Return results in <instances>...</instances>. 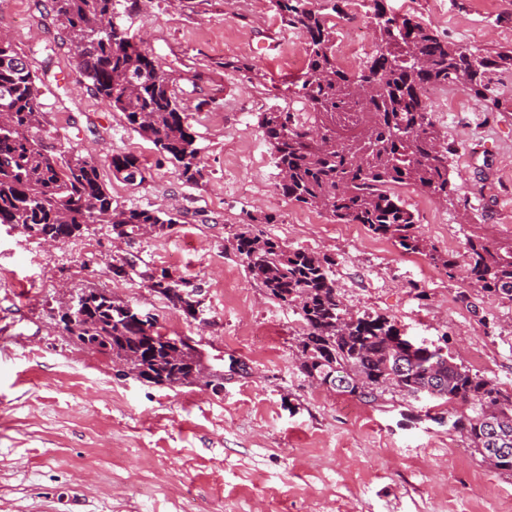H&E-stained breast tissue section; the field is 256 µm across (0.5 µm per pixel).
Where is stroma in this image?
<instances>
[{
	"mask_svg": "<svg viewBox=\"0 0 512 512\" xmlns=\"http://www.w3.org/2000/svg\"><path fill=\"white\" fill-rule=\"evenodd\" d=\"M388 5L454 43L512 46V0ZM47 9L48 0H0V32L37 71L45 119L36 139L94 158L119 205L176 223L122 246L107 224L55 244L0 224V512H512V475L452 428V408L397 389L360 399L302 375L295 308L269 298L229 246L250 216L275 215L255 232L331 256L351 311L394 321L512 394L511 300L281 194L257 115L302 111L286 92L297 77L286 59L305 49L270 0H197L191 9L120 0L121 25L174 81L198 137L205 169L195 184L92 96ZM230 57L254 71L222 68ZM447 92L455 106L431 116L456 193L445 204L411 187L399 194L428 244L460 255L475 236L512 241V112L492 106L512 98V74L496 75L482 98ZM127 152L144 166L143 183L113 177L112 155ZM132 256L201 283L208 326L140 281L107 274L115 258ZM92 288L156 314L167 335L191 337L223 373V390L143 381L66 336L61 306Z\"/></svg>",
	"mask_w": 512,
	"mask_h": 512,
	"instance_id": "35a3bbf8",
	"label": "stroma"
}]
</instances>
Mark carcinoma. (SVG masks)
Instances as JSON below:
<instances>
[{"mask_svg": "<svg viewBox=\"0 0 512 512\" xmlns=\"http://www.w3.org/2000/svg\"><path fill=\"white\" fill-rule=\"evenodd\" d=\"M119 0H51L50 12L65 41L77 52L89 91L174 163L187 182L202 177V148L177 102L173 81L152 53L132 42L119 24ZM341 0H271L285 26L306 46L305 67L288 91L303 101L307 120L289 111L258 116L281 174L282 195L325 212L339 224H362L407 254H426L448 276L459 257L442 254L416 232L418 219L395 186H412L440 202L451 200L448 145L424 99L430 87L459 85L483 96L494 75L512 74V48L489 52L445 41L421 23L399 18L386 0H367L376 49L359 69L336 59V25ZM38 75L11 39L0 38V224H12L45 241H64L85 224H109L118 240L160 234L175 224L163 211L124 208L112 195L92 158L58 152L35 139L44 112L35 86ZM112 174L144 182L134 154L114 155ZM276 217H249L233 236L232 248L251 278L268 295L298 308L305 333L299 338V371L322 385L359 398L395 387L466 407L465 423L453 422L474 451L492 447L488 421L505 425L499 447L512 448V395L448 359L439 348L411 345L381 316L347 315L326 254L287 249L253 230ZM468 278L485 292L512 301V242L491 246L482 237L468 242ZM141 283L164 297L185 319L204 320L184 293L195 280L166 268H146ZM64 332L83 345L122 362L142 380L186 384L195 359L179 350V337L163 334L155 315L130 307L105 292L81 294L80 315L61 312Z\"/></svg>", "mask_w": 512, "mask_h": 512, "instance_id": "obj_1", "label": "carcinoma"}]
</instances>
